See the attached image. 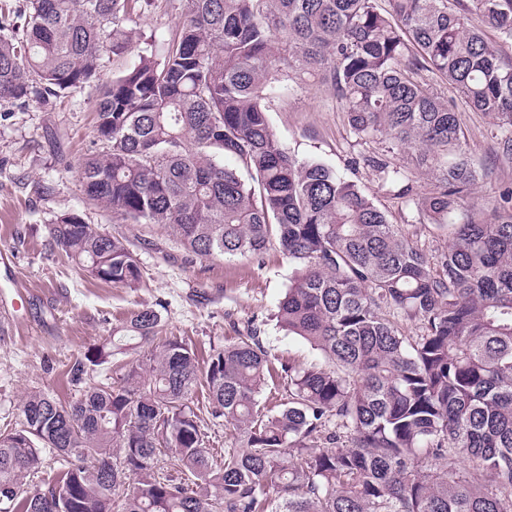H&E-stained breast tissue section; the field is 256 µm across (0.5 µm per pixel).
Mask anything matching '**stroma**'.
I'll return each mask as SVG.
<instances>
[{"mask_svg": "<svg viewBox=\"0 0 512 512\" xmlns=\"http://www.w3.org/2000/svg\"><path fill=\"white\" fill-rule=\"evenodd\" d=\"M184 9L185 0H139L127 23L135 50L107 63L102 80L135 61L145 42L168 40ZM282 82L286 92L267 102L270 126L282 146L299 160L321 161L356 182L390 223L403 225L429 249H443L444 232L428 224L411 199L373 167L384 144L362 142L350 132L332 87L302 73ZM459 115L467 149L490 170L470 199L489 213L503 189L512 186V164L496 160L488 118L465 109ZM98 150L88 93L66 94L44 106L0 102V252L13 260L11 272L0 270V319L13 321L10 329L0 328L1 430L19 422L28 393L77 400L82 388L71 382L69 365L146 306L160 313L163 335L184 338L203 359L254 322L274 362L319 361L304 340L276 324L278 302L294 274L278 244L258 256L199 258L160 226L119 220L111 210L88 203L78 177L82 160ZM67 212L126 240L141 267V283L128 288L99 282L52 250L49 226ZM193 402L206 446L219 453L234 446L223 419L212 416L204 389L196 390Z\"/></svg>", "mask_w": 512, "mask_h": 512, "instance_id": "1", "label": "stroma"}]
</instances>
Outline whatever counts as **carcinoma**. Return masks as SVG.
<instances>
[{
    "label": "carcinoma",
    "instance_id": "cac0c4a2",
    "mask_svg": "<svg viewBox=\"0 0 512 512\" xmlns=\"http://www.w3.org/2000/svg\"><path fill=\"white\" fill-rule=\"evenodd\" d=\"M136 2L29 0L22 34L0 35V100L95 91L102 150L78 168L88 201L162 226L201 258L278 242L296 266L278 323L324 364L277 370L251 328L203 366L177 336L142 352L134 340L161 327L143 308L69 368L81 384L123 354L118 385L89 384L68 404L34 391L0 431V512H512V189L490 220L465 204L486 167L455 105L421 79L444 78L485 114L496 156L512 160V55L475 25L512 43V0H185L162 53L140 51L99 85L104 61L129 50ZM285 69L330 84L356 137L390 153L424 147L438 186L414 205L448 230L446 250L427 255L355 183L282 147L264 100ZM374 164L392 184L405 178ZM49 235L87 276L140 283L129 245L80 214ZM277 377L284 401L265 412L259 396ZM198 387L244 438L221 463L191 406ZM47 448L59 470L23 488ZM168 454L182 478L164 473Z\"/></svg>",
    "mask_w": 512,
    "mask_h": 512
}]
</instances>
